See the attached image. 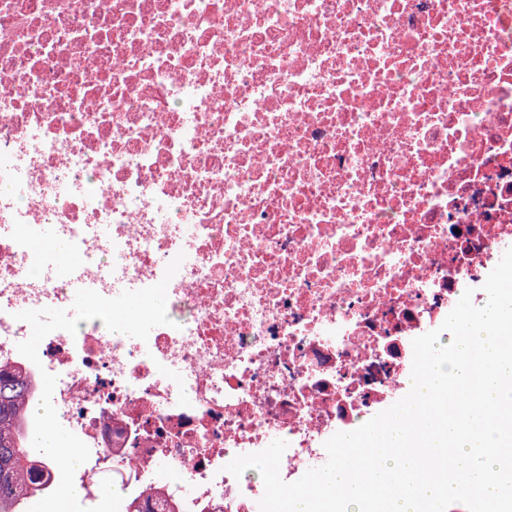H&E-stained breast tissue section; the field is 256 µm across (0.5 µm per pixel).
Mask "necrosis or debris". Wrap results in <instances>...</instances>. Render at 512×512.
Returning a JSON list of instances; mask_svg holds the SVG:
<instances>
[{
    "label": "necrosis or debris",
    "instance_id": "obj_1",
    "mask_svg": "<svg viewBox=\"0 0 512 512\" xmlns=\"http://www.w3.org/2000/svg\"><path fill=\"white\" fill-rule=\"evenodd\" d=\"M80 256L58 264L42 225ZM512 243V0H0V364L56 375L75 480L156 512H259L387 409L412 341ZM17 350V312L158 283ZM184 483L159 481V465Z\"/></svg>",
    "mask_w": 512,
    "mask_h": 512
}]
</instances>
